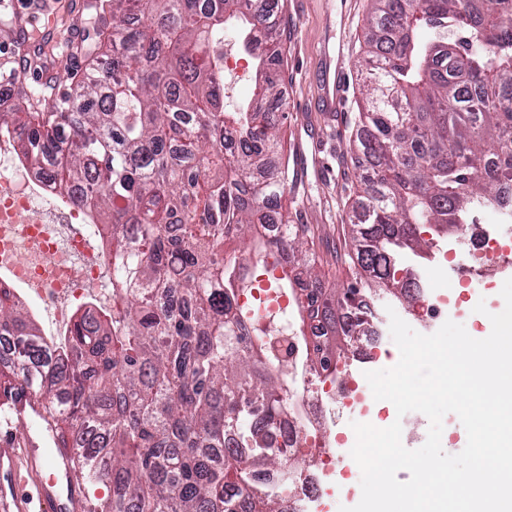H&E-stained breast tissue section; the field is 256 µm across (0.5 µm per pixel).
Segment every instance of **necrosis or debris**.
Listing matches in <instances>:
<instances>
[{
    "mask_svg": "<svg viewBox=\"0 0 512 512\" xmlns=\"http://www.w3.org/2000/svg\"><path fill=\"white\" fill-rule=\"evenodd\" d=\"M97 235L90 211L76 204L73 196L58 194L50 177L19 164L14 139L0 138V286L20 287L23 299L50 314L60 331H67L77 302L112 305V291L104 276L106 258L93 245ZM500 240L497 225L483 224L449 238L447 253H467L474 271L470 283L482 288L486 271L512 260V249L501 247ZM274 276L270 268L254 276L250 291L240 297L238 305L245 311L248 327L270 319L286 329V313L298 299L274 288ZM278 347L292 364L300 363L302 351L294 333L286 329ZM304 380L301 373L290 378L297 388L295 404L304 414L283 419L282 442L292 454L315 452L324 465L303 472L291 489L278 473L262 475L263 486L280 500L283 512H324L325 499L336 493V481L330 475L335 448L322 434L323 429L340 423L331 402L338 395L350 402L362 398L353 380L317 389L306 387Z\"/></svg>",
    "mask_w": 512,
    "mask_h": 512,
    "instance_id": "necrosis-or-debris-1",
    "label": "necrosis or debris"
}]
</instances>
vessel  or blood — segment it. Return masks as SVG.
Masks as SVG:
<instances>
[{
	"label": "vessel or blood",
	"mask_w": 512,
	"mask_h": 512,
	"mask_svg": "<svg viewBox=\"0 0 512 512\" xmlns=\"http://www.w3.org/2000/svg\"><path fill=\"white\" fill-rule=\"evenodd\" d=\"M344 71L326 82L320 107L340 106ZM43 407L30 397L0 398V512H80L86 482L55 425L45 424Z\"/></svg>",
	"instance_id": "1"
}]
</instances>
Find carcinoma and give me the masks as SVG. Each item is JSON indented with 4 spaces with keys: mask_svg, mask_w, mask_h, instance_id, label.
<instances>
[{
    "mask_svg": "<svg viewBox=\"0 0 512 512\" xmlns=\"http://www.w3.org/2000/svg\"><path fill=\"white\" fill-rule=\"evenodd\" d=\"M366 97L352 153L374 170L350 217L347 256L362 270L322 287L309 224L277 220L288 164L277 156L282 32L272 0H90L78 83L96 105L70 108L47 82L24 117L0 115L19 162L47 172L61 194L78 188L100 222L110 261V312L88 309L57 339L41 335L0 288V336L16 344L0 382L22 381L77 448L97 512H280L259 469L295 481L299 459L280 446L293 406L280 362L250 337L239 295L273 244L255 221L284 228L290 272L275 287L304 292L301 310L348 321L354 339L364 290H391L394 247L422 252L475 208L512 186V0H370ZM228 25L256 60L255 99L224 112V63L213 44ZM426 29L430 36L422 38ZM112 49V72L98 70ZM256 234L244 257L227 240ZM345 347H305V371L334 374ZM237 447H224V434Z\"/></svg>",
    "mask_w": 512,
    "mask_h": 512,
    "instance_id": "cac0c4a2",
    "label": "carcinoma"
}]
</instances>
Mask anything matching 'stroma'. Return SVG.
<instances>
[{
    "mask_svg": "<svg viewBox=\"0 0 512 512\" xmlns=\"http://www.w3.org/2000/svg\"><path fill=\"white\" fill-rule=\"evenodd\" d=\"M277 2L278 21L287 34L279 65L286 113L279 129L280 150L288 161H295L300 154L307 160L302 174L289 175L282 210L290 223L319 226L320 252L341 251L345 248L343 226L360 190V171L351 160L350 142L358 124L359 69L369 0ZM339 51L345 56L349 78L342 110L330 119L317 109L319 79ZM413 268L428 276L454 302L458 322L470 336L483 335L487 313L501 312L505 306L500 290L504 281L512 278V265L499 269L492 288L482 293L468 286L470 271L464 256L428 265L417 253L400 251L396 276L405 277ZM480 302L485 303L486 313L475 312Z\"/></svg>",
    "mask_w": 512,
    "mask_h": 512,
    "instance_id": "obj_1",
    "label": "stroma"
}]
</instances>
